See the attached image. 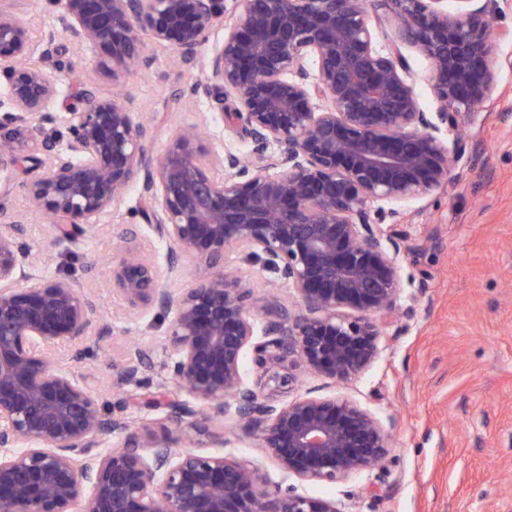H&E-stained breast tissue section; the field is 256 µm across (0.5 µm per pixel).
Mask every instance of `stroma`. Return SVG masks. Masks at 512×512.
<instances>
[{"instance_id":"35a3bbf8","label":"stroma","mask_w":512,"mask_h":512,"mask_svg":"<svg viewBox=\"0 0 512 512\" xmlns=\"http://www.w3.org/2000/svg\"><path fill=\"white\" fill-rule=\"evenodd\" d=\"M0 11L28 23L34 55L47 67H61L59 99L52 105L57 114H64V98L80 87L103 98L123 91L139 119L153 127L152 147L160 151L180 127L213 109L191 87L221 32H214L193 64L157 55L119 89L110 73L96 67L94 49L70 44L55 0H0ZM494 69L492 99L465 120L469 165L456 170L452 185L386 218L400 233L399 305L412 307V315L386 329L379 358L359 379L334 385L301 369L294 387L276 393L286 401L312 389L357 403L390 433L388 456L381 467L336 484L301 481L263 462L271 483L336 500L342 512H512V39L498 43ZM38 175L35 169L13 172L16 187L0 205L24 224L32 273L73 279L95 300L99 321L109 329L83 347L60 346L61 366L88 374L108 405L112 374L130 343L140 340L151 346L146 362L153 384L166 383L167 320L124 315L104 265L118 247L117 228H127L146 255L161 259L168 252L139 215L138 189L128 191L121 212L102 218L98 230L57 247L48 220L33 216L23 187ZM226 262L250 282L255 312L293 304L288 286L243 251H229Z\"/></svg>"}]
</instances>
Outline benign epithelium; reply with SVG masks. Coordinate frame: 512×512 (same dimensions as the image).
I'll return each instance as SVG.
<instances>
[{
	"mask_svg": "<svg viewBox=\"0 0 512 512\" xmlns=\"http://www.w3.org/2000/svg\"><path fill=\"white\" fill-rule=\"evenodd\" d=\"M382 2L395 24L384 47L368 0H61L69 40L99 49L115 82L151 64L149 46L190 64L222 31L193 90L221 107L233 98L222 117L249 143L247 158L213 154L199 125L157 152L128 102L89 88L59 145L48 127L60 70L22 64L30 31L0 11L11 106L0 116V170L43 169L26 192L57 242L95 230L136 187L142 220L171 246L162 264L128 245L112 256L109 284L127 309L170 317L171 385L150 390L145 352L128 351L108 413L56 355L91 335L93 300L67 277L31 274L21 225L0 208V512H342L221 451L230 411L300 480L344 481L386 458L391 437L371 412L310 391L281 403L243 369L249 353L259 377L284 386L295 381L279 373L285 362L332 384L370 367L400 298V246L371 204L452 182L466 153L460 123L494 91L495 45L512 36L495 26L502 0H456L453 11L448 0ZM405 45L430 62L434 112L409 81ZM239 248L293 290L294 307L264 319L251 311L252 288L224 266ZM183 256L202 271L169 288Z\"/></svg>",
	"mask_w": 512,
	"mask_h": 512,
	"instance_id": "obj_1",
	"label": "benign epithelium"
}]
</instances>
